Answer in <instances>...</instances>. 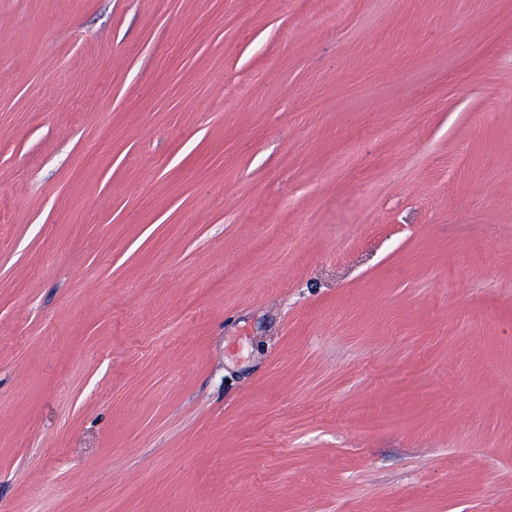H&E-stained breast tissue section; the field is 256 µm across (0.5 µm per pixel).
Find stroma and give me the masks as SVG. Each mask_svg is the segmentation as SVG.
I'll return each mask as SVG.
<instances>
[{
  "instance_id": "35a3bbf8",
  "label": "stroma",
  "mask_w": 512,
  "mask_h": 512,
  "mask_svg": "<svg viewBox=\"0 0 512 512\" xmlns=\"http://www.w3.org/2000/svg\"><path fill=\"white\" fill-rule=\"evenodd\" d=\"M0 512H512V0H0Z\"/></svg>"
}]
</instances>
